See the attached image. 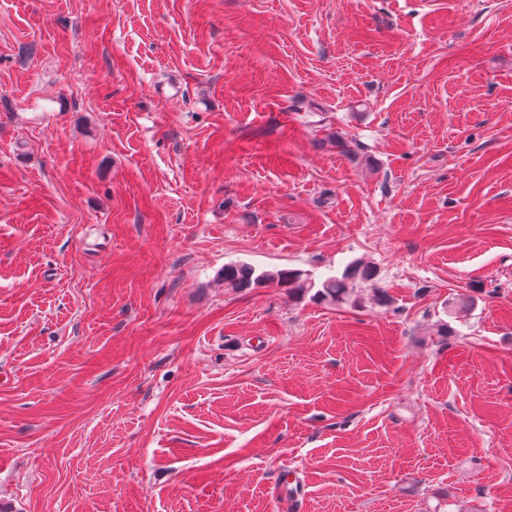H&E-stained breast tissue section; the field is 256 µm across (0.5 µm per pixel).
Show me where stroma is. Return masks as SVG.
Listing matches in <instances>:
<instances>
[{
	"instance_id": "obj_1",
	"label": "stroma",
	"mask_w": 512,
	"mask_h": 512,
	"mask_svg": "<svg viewBox=\"0 0 512 512\" xmlns=\"http://www.w3.org/2000/svg\"><path fill=\"white\" fill-rule=\"evenodd\" d=\"M0 507L512 512V0H0ZM377 270L362 261H355L345 268L340 275L328 276L317 285L314 297L335 305L346 304L351 301L353 285L355 282L367 284L374 292L376 301L387 305L390 299L384 290L377 287ZM300 270H278L258 272L248 264L228 265L224 268V284L231 288H251L254 285L274 283L288 287L289 292L304 293L316 287L312 279L304 277Z\"/></svg>"
}]
</instances>
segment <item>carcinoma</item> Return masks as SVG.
Segmentation results:
<instances>
[{
	"instance_id": "cac0c4a2",
	"label": "carcinoma",
	"mask_w": 512,
	"mask_h": 512,
	"mask_svg": "<svg viewBox=\"0 0 512 512\" xmlns=\"http://www.w3.org/2000/svg\"><path fill=\"white\" fill-rule=\"evenodd\" d=\"M377 270L366 263L355 261L345 270L335 276H328L316 283L306 277L299 270H278L276 272L257 271L248 264H234L224 267V284L231 288H250L254 285L277 283L289 288L291 292L304 293L317 288L314 297L335 305L346 304L351 301L353 285L356 282L367 284L374 292L376 301L386 305L390 299L384 290L377 287Z\"/></svg>"
}]
</instances>
